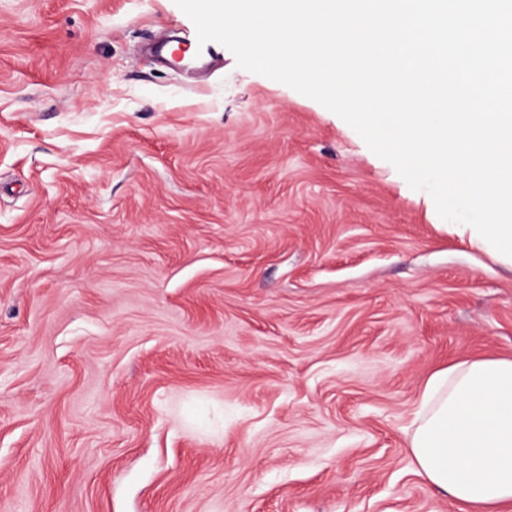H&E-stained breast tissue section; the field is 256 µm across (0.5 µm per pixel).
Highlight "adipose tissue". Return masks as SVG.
<instances>
[{"label":"adipose tissue","instance_id":"obj_1","mask_svg":"<svg viewBox=\"0 0 512 512\" xmlns=\"http://www.w3.org/2000/svg\"><path fill=\"white\" fill-rule=\"evenodd\" d=\"M408 448L430 485L472 512L511 505L512 359L435 371L419 394Z\"/></svg>","mask_w":512,"mask_h":512}]
</instances>
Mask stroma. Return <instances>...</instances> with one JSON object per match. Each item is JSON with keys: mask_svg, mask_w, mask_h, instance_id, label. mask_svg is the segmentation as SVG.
<instances>
[{"mask_svg": "<svg viewBox=\"0 0 512 512\" xmlns=\"http://www.w3.org/2000/svg\"><path fill=\"white\" fill-rule=\"evenodd\" d=\"M174 0H0V512H469L436 370L512 358V267Z\"/></svg>", "mask_w": 512, "mask_h": 512, "instance_id": "35a3bbf8", "label": "stroma"}]
</instances>
